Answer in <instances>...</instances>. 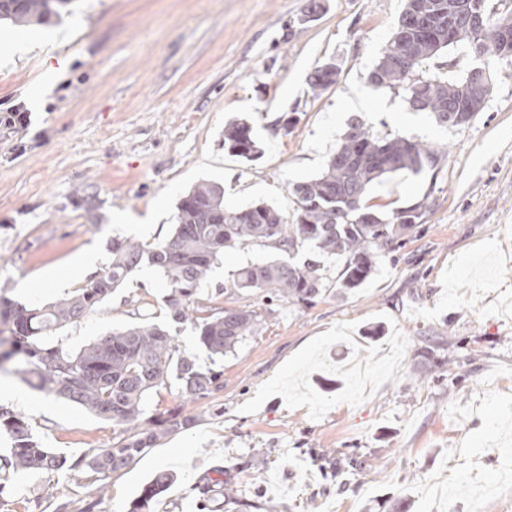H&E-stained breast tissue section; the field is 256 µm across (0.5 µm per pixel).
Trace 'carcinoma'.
<instances>
[{
    "label": "carcinoma",
    "instance_id": "1",
    "mask_svg": "<svg viewBox=\"0 0 512 512\" xmlns=\"http://www.w3.org/2000/svg\"><path fill=\"white\" fill-rule=\"evenodd\" d=\"M71 2L0 0V21L59 20ZM480 6L484 0H406L391 40L368 73L369 85L401 89L410 110L431 114L442 127L469 123L485 108L492 92L491 76L474 80L476 66L460 78H425L417 69L448 47H461L477 59L512 57V43L505 45L494 36L502 24L512 27V12L478 28L469 18ZM419 15L437 25L436 37L414 35L413 20ZM340 74L336 59L324 61L309 74L312 94L318 96L336 85ZM350 128L317 176L291 185L297 207L290 218L265 204L228 208L224 187L205 180L180 199L174 230L164 241L144 246L112 240L108 265L85 285L51 303L23 305L0 299V364L10 363L16 374L45 395L75 403L121 428L111 446L74 459L44 447L24 416L0 404V433L12 440L11 448L0 453V507L9 492L8 482L23 473L86 470L97 481L94 494L103 495L105 479L199 419L180 412L146 415L145 402L153 390L173 380L191 401L224 390V371L200 367L195 354L180 348L167 326L157 322H135L77 352L49 341L57 330L95 311L136 271L153 267L167 278L166 318L193 325L199 345L216 361L254 334L259 317L246 306H207L197 298L200 283L226 250L252 244L272 248L278 256L241 267L214 298L248 291L270 301L311 302L328 287L324 259H342V287L357 288L375 271L378 259L401 244L420 222L424 205L418 202L387 217L366 204L369 187L394 173L432 170L446 152L401 136L381 137L359 121ZM224 151L247 161L261 155L248 121L224 127ZM172 482L167 470L157 471L129 512H151L152 501ZM195 489L201 501H210L214 492L224 490V479L204 477Z\"/></svg>",
    "mask_w": 512,
    "mask_h": 512
}]
</instances>
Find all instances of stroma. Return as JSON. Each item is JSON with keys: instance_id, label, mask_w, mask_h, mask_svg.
Masks as SVG:
<instances>
[{"instance_id": "35a3bbf8", "label": "stroma", "mask_w": 512, "mask_h": 512, "mask_svg": "<svg viewBox=\"0 0 512 512\" xmlns=\"http://www.w3.org/2000/svg\"><path fill=\"white\" fill-rule=\"evenodd\" d=\"M73 0L62 23L0 24L39 52L0 58V295L21 303L63 296L53 275L87 251L109 260L113 239L156 244L198 181L224 203H264L292 215V183L319 174L348 123L445 147L437 169L375 183L369 204L389 215L425 206L421 224L359 288L329 286L314 302L224 295L259 314L255 335L218 362L191 324L171 326L180 348L224 371V389L196 401L176 384L153 391L147 414L197 416L107 480L20 474L0 512H54L57 502L128 512L158 468L175 475L153 512H203L194 486L221 470L230 493L213 512H512V58L493 62V92L462 127L411 111L401 89L369 85L404 0ZM336 58L338 83L313 96L308 74ZM296 112L284 131L278 119ZM244 118L263 149L245 162L224 150V125ZM96 195L89 213L80 196ZM227 250L201 293L233 270L275 257ZM168 283L142 268L56 343L77 351L137 317L165 319ZM450 363L434 372L426 346ZM17 406L45 447L76 457L111 445V421L28 387ZM355 454L322 460V451ZM54 485L57 497L45 499Z\"/></svg>"}]
</instances>
